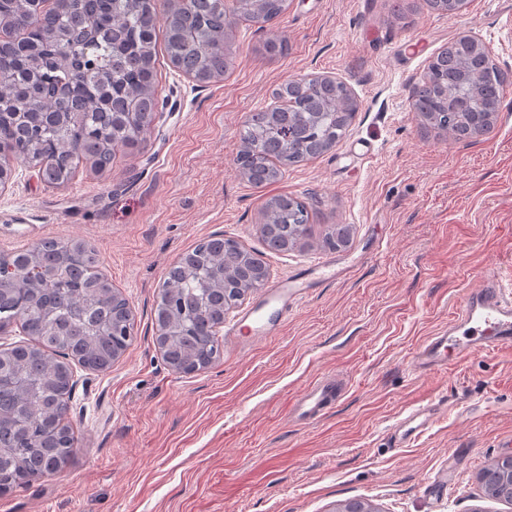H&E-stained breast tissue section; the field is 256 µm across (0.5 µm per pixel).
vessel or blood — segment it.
<instances>
[{
    "mask_svg": "<svg viewBox=\"0 0 512 512\" xmlns=\"http://www.w3.org/2000/svg\"><path fill=\"white\" fill-rule=\"evenodd\" d=\"M301 280H293L275 287L271 299L275 302L277 316L265 324L252 322L251 313H244L242 322L251 326L250 333L263 336L273 332L277 317L287 315L290 303L296 302L302 289ZM512 342V278L495 271L487 272L480 288L465 293L456 315L433 336L428 337L417 349L415 366L424 372L447 368L449 358L458 359L474 351L490 350ZM340 379L322 378L309 384L297 398L292 410L302 421H318L333 408L341 396ZM426 408H416L410 417L397 422L395 432L400 441L407 442L420 435L425 426L422 417L428 416Z\"/></svg>",
    "mask_w": 512,
    "mask_h": 512,
    "instance_id": "1",
    "label": "vessel or blood"
}]
</instances>
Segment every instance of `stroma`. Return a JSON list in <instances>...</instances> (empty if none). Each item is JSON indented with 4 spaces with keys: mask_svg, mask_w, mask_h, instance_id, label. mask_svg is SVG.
I'll list each match as a JSON object with an SVG mask.
<instances>
[{
    "mask_svg": "<svg viewBox=\"0 0 512 512\" xmlns=\"http://www.w3.org/2000/svg\"><path fill=\"white\" fill-rule=\"evenodd\" d=\"M478 36L512 72V0H469L465 14L425 0H288L263 26L233 21L222 81L196 83L158 53V107L138 147L67 184L17 169L0 189V253L48 237L87 242L128 300L134 339L103 372L76 369L69 419L78 450L58 472L0 495V512H334L351 498L381 512H512L479 475L512 456V344L418 374L415 350L484 273L512 266V86L493 131L446 142L410 108L413 87L450 40ZM279 35L284 53L264 45ZM329 76L360 109L336 145L255 185L235 168L244 121L288 78ZM302 202L308 231L273 252L257 226L266 199ZM347 246L324 240L336 225ZM211 238L267 265L266 288L225 316L258 311L287 276L309 288L257 341L219 331L221 358L174 371L156 344L166 270ZM335 263V279L313 270ZM346 392L319 421L291 414L314 380ZM434 417L397 444L394 425ZM421 416L425 417L424 420L415 426H410L411 423H413L417 418ZM429 418L430 412L428 409L424 407H418L414 409L406 418L398 421L395 426V434L399 435V444H404L407 441H411L420 435L425 430V426L428 423Z\"/></svg>",
    "mask_w": 512,
    "mask_h": 512,
    "instance_id": "1",
    "label": "stroma"
}]
</instances>
